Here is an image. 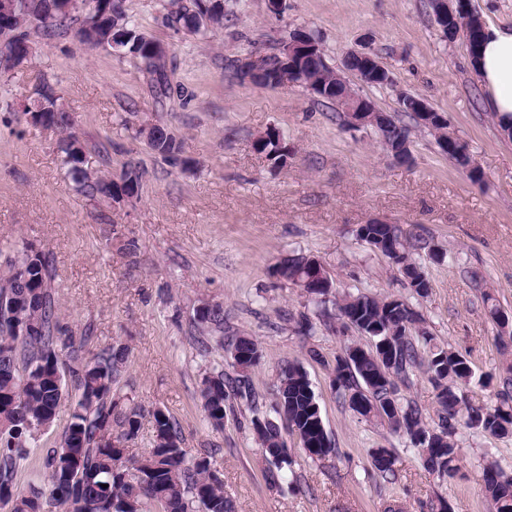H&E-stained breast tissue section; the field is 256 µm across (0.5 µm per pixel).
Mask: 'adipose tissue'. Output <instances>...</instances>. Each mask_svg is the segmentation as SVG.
I'll return each mask as SVG.
<instances>
[{
	"instance_id": "obj_1",
	"label": "adipose tissue",
	"mask_w": 512,
	"mask_h": 512,
	"mask_svg": "<svg viewBox=\"0 0 512 512\" xmlns=\"http://www.w3.org/2000/svg\"><path fill=\"white\" fill-rule=\"evenodd\" d=\"M471 65L500 129L512 127V28L486 27Z\"/></svg>"
}]
</instances>
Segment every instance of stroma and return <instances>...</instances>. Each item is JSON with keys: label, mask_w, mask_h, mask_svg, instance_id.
Masks as SVG:
<instances>
[{"label": "stroma", "mask_w": 512, "mask_h": 512, "mask_svg": "<svg viewBox=\"0 0 512 512\" xmlns=\"http://www.w3.org/2000/svg\"><path fill=\"white\" fill-rule=\"evenodd\" d=\"M165 2L126 0V9L166 45L169 77L183 95L158 98L137 59L85 48L70 34L33 35L31 60L0 75V252L41 251L63 328L87 337L89 351L125 349L115 391L144 414L129 455L149 448L150 413L159 409L190 457L210 455L237 512H488L483 467L492 459L512 472V437L458 427V473L429 471L405 435L354 413L333 384L345 346L366 338L324 325L320 303L275 273L283 257L303 253L331 276L328 302L361 292L405 300L432 339L421 352L455 349L473 369L467 400L497 405V387L484 381L512 359L497 342L512 324L493 321L483 295L512 317V138L484 109L464 37L442 36L431 0H284L276 15L267 0H226L223 28L193 39L163 25ZM295 31L318 35L338 70L349 52L367 49L392 83L374 87L349 72L351 86L394 115L400 95L426 99L466 144L482 181L469 179L429 132L412 131L411 161L403 164L372 129L349 128L335 105L305 88H262L234 76L232 60ZM45 81L74 119L88 168L116 175L127 162L140 165L137 197L113 202L76 192L60 165L58 133L6 110L33 101ZM149 123L175 133L182 164L134 138L133 128ZM270 129L290 148L286 165L251 146ZM373 219L427 240L416 256L430 284L425 297L357 238V227ZM204 303L223 307V331L199 332L194 314ZM238 336L262 350L250 372L256 399L234 400L217 430L205 418L200 384L230 371L228 342ZM201 339L209 347L203 356ZM291 364L308 374L334 451L312 459L289 441L288 478L275 481L250 419L256 408L272 413ZM376 448L392 452L393 474L373 467Z\"/></svg>", "instance_id": "obj_1"}]
</instances>
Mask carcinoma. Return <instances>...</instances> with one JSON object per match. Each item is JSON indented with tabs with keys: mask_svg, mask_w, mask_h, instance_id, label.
<instances>
[{
	"mask_svg": "<svg viewBox=\"0 0 512 512\" xmlns=\"http://www.w3.org/2000/svg\"><path fill=\"white\" fill-rule=\"evenodd\" d=\"M54 0H16L13 19L0 23V59L10 62L1 66L6 72L26 63L29 58L19 54L20 46L32 42V34L40 31L51 37L60 32H73L80 45L85 28L101 36L94 47L111 48L109 38H121L128 55L140 60L155 75L158 95H170L165 75V61L151 50L152 38L144 35L130 20L126 9L117 14L96 19L62 13L54 22L45 24L41 14ZM164 24L173 29L181 26L192 37L205 36L210 28L196 23L198 16L208 14L213 29L224 26V4L212 0H168L164 5ZM273 68L260 79L271 88L300 85L312 88L314 95L336 105L344 122H349L343 107L361 99L353 87L331 67L326 58L310 59L305 54L293 59V66L277 53L270 54ZM34 108L39 112H57L62 104L54 86L45 81L37 92ZM401 111L415 125L434 135L438 147L448 139V125L438 114L423 123L419 112L420 98L400 97ZM61 118L57 130L58 151L66 176L76 191L92 198H113L141 187L142 173L126 166L114 179L106 174L91 175L74 165L78 155L86 152L82 140L72 137ZM376 129L389 151L410 152V128L398 117L387 112L375 113ZM148 146L173 161L179 160L180 144L167 127L156 129ZM252 148L265 154L277 165L286 164L288 144L278 131L269 130L252 141ZM357 237L394 263L408 286L419 296L428 292L429 281L424 270L412 259L413 253L427 247L422 237L404 238L394 224H362ZM316 259L294 254L284 257L276 274L312 296L328 294L317 278ZM7 272L0 278V503L11 504L10 512H48L56 505L62 512H235L233 502L224 496V481L207 457L191 458L180 446L179 437L169 416L156 410L153 418V441L140 457L127 455L125 443L138 436L142 414L125 408L124 401L114 393L119 365L125 353L121 349H103L81 363L73 372L75 405L71 421L55 446L46 449L43 467L48 477L49 493L31 491L24 494L15 484L21 462L29 458L39 433L49 429L61 399L67 395L63 384L65 353L75 354L88 341L86 336H72L59 326L58 308L52 298V275L44 255L29 249L20 259L5 260ZM336 320L377 342L388 332H395L387 359L371 354L352 364L336 360L334 384L342 392L353 391L364 402L359 415L377 421L406 435L419 450L427 468L440 475L451 476L458 471L461 449L454 442L457 426L481 430L491 436L512 435V403L507 399L512 386V365L502 381L505 396L490 408L470 405L463 386L470 382L473 371L467 359L452 348L433 347L430 356L422 360L413 336H426L421 328V315L400 299L388 300L364 293L347 294L336 302ZM196 323L209 329H224V309L213 305L196 312ZM231 367L237 377L219 372L204 378L200 390L208 422L215 428L224 426L228 396L241 393L240 384L247 372L261 359L258 345L250 338L238 336L230 342ZM426 364L429 383L435 390L438 422H425L423 410L413 401H397L387 416L379 407L387 397L381 380L390 376L391 386L406 382L414 370ZM275 400L283 409H274L271 418L253 408L252 430L265 455L278 464L288 463L282 454L287 447L285 434L298 436L301 449L313 458L326 457L334 451L320 407L308 378L299 365L288 367L280 378ZM121 433L112 434V424ZM372 463L381 473L393 472L395 459L386 448L372 453ZM484 493L489 512H512V476L494 462L483 468Z\"/></svg>",
	"mask_w": 512,
	"mask_h": 512,
	"instance_id": "cac0c4a2",
	"label": "carcinoma"
}]
</instances>
